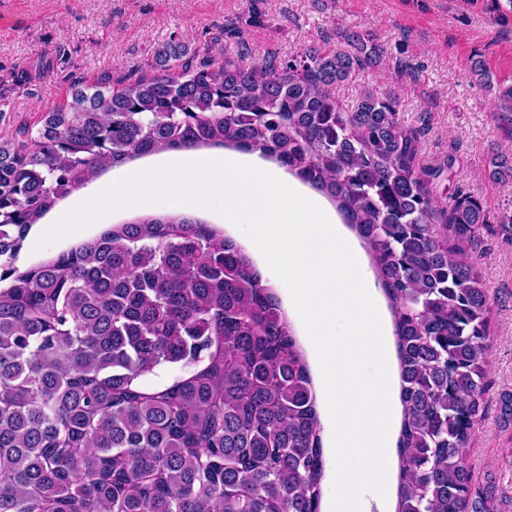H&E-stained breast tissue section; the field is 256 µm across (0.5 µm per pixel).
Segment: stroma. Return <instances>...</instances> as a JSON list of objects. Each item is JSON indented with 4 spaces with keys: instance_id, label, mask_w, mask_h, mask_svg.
Listing matches in <instances>:
<instances>
[{
    "instance_id": "stroma-1",
    "label": "stroma",
    "mask_w": 512,
    "mask_h": 512,
    "mask_svg": "<svg viewBox=\"0 0 512 512\" xmlns=\"http://www.w3.org/2000/svg\"><path fill=\"white\" fill-rule=\"evenodd\" d=\"M488 17L485 0H0V142L33 147L47 108L74 86L157 75L168 42L186 44L196 64L261 70L310 46L348 50L345 34L358 29L387 54L335 87L339 103L396 92L405 124L425 127L418 165L455 154L457 180L492 213H511L512 183L490 182L485 169L494 153L512 155V122L468 66L478 53L498 79H512V23L490 28ZM482 270L502 299L467 461L478 474L496 469L512 493V425L500 415V394L512 389V241L488 237Z\"/></svg>"
}]
</instances>
